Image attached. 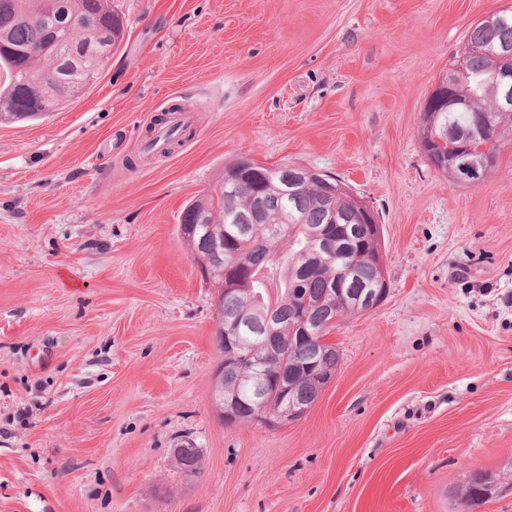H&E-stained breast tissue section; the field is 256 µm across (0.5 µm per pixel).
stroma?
Returning a JSON list of instances; mask_svg holds the SVG:
<instances>
[{
	"label": "stroma",
	"instance_id": "stroma-1",
	"mask_svg": "<svg viewBox=\"0 0 512 512\" xmlns=\"http://www.w3.org/2000/svg\"><path fill=\"white\" fill-rule=\"evenodd\" d=\"M511 1L113 0L84 94L0 123V512H512V128L477 186L420 139ZM175 106L192 137L145 155ZM241 157L341 180L383 232L385 298L277 428L216 411L215 293L176 233ZM478 472L496 492L465 505Z\"/></svg>",
	"mask_w": 512,
	"mask_h": 512
}]
</instances>
